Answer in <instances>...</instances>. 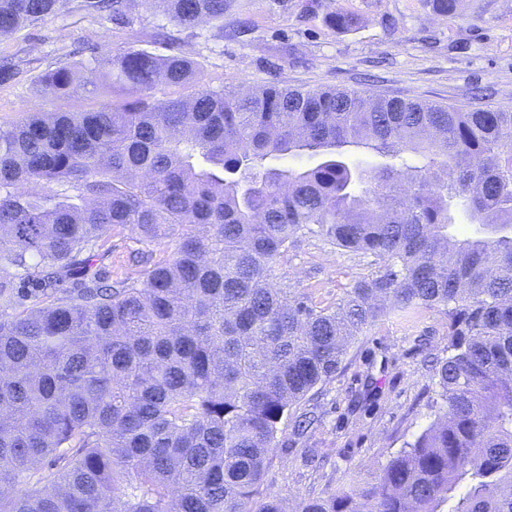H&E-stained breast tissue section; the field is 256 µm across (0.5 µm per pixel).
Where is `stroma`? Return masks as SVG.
<instances>
[{"instance_id": "obj_1", "label": "stroma", "mask_w": 512, "mask_h": 512, "mask_svg": "<svg viewBox=\"0 0 512 512\" xmlns=\"http://www.w3.org/2000/svg\"><path fill=\"white\" fill-rule=\"evenodd\" d=\"M63 0L57 14L0 40V125L26 110H45L34 80L47 66L85 61L87 49H147L166 54L167 31L195 61L201 86L280 83L344 88L464 109L512 111V0H464L458 16L436 15L430 0H231L223 23L184 30L136 6L119 23ZM358 22L339 30L337 10ZM140 244L130 231L108 232L92 268L135 276L129 255ZM375 257L340 250L306 236L278 268L286 283L324 307L374 274ZM444 308L413 317L389 315L350 345L341 369L302 403L319 421L304 434L284 420L266 472L264 494L293 512L299 497L319 495L378 472L390 455L434 418L432 364L446 357Z\"/></svg>"}]
</instances>
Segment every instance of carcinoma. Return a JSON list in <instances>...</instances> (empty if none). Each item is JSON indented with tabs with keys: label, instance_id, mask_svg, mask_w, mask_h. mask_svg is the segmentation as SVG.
I'll use <instances>...</instances> for the list:
<instances>
[{
	"label": "carcinoma",
	"instance_id": "carcinoma-1",
	"mask_svg": "<svg viewBox=\"0 0 512 512\" xmlns=\"http://www.w3.org/2000/svg\"><path fill=\"white\" fill-rule=\"evenodd\" d=\"M228 3L140 0L184 30ZM60 4L0 0V38ZM88 52L38 96L97 98L102 75L127 97L0 127V512H284L262 493L282 420L369 326L435 307L433 422L296 512H512V111L275 83L159 102L193 60ZM300 152L322 161L267 164ZM460 211L479 235L453 233ZM113 230L145 245L139 277L92 271ZM309 234L380 269L319 307L277 282Z\"/></svg>",
	"mask_w": 512,
	"mask_h": 512
}]
</instances>
